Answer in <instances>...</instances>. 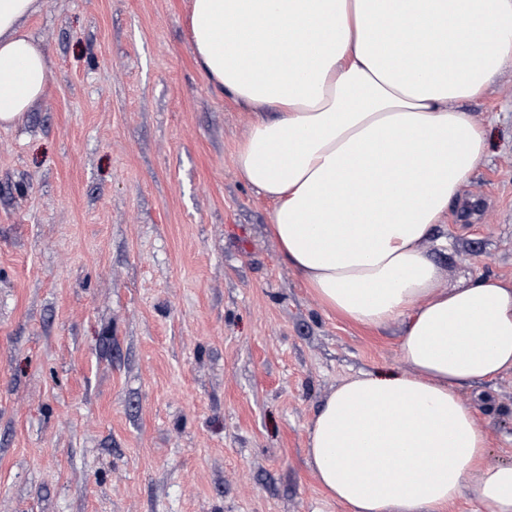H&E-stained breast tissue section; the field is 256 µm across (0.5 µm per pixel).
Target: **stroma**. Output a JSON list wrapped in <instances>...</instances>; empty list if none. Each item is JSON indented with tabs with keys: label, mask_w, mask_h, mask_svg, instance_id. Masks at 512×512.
I'll return each mask as SVG.
<instances>
[{
	"label": "stroma",
	"mask_w": 512,
	"mask_h": 512,
	"mask_svg": "<svg viewBox=\"0 0 512 512\" xmlns=\"http://www.w3.org/2000/svg\"><path fill=\"white\" fill-rule=\"evenodd\" d=\"M190 0H43L45 95L0 128V512H348L307 429L400 369L402 322L324 310L234 161L254 114L197 69ZM466 109L489 155L429 245L512 280V63ZM512 462V373L460 387Z\"/></svg>",
	"instance_id": "1"
}]
</instances>
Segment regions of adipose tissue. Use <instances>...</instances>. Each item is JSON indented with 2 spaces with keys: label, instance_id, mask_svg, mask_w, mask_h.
Masks as SVG:
<instances>
[{
  "label": "adipose tissue",
  "instance_id": "ef3b65f1",
  "mask_svg": "<svg viewBox=\"0 0 512 512\" xmlns=\"http://www.w3.org/2000/svg\"><path fill=\"white\" fill-rule=\"evenodd\" d=\"M41 6L0 0V126L48 86ZM189 35L213 89L258 110L236 166L282 261L327 311L406 321L404 369L348 378L310 423L321 486L349 512H512V463L458 392L512 372V281L443 286L424 248L486 156L462 104L512 63V0H191Z\"/></svg>",
  "mask_w": 512,
  "mask_h": 512
}]
</instances>
